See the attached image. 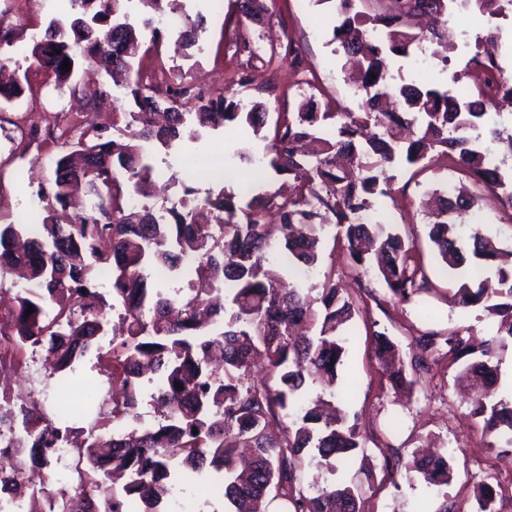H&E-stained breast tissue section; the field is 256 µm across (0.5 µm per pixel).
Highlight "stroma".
Masks as SVG:
<instances>
[{
	"label": "stroma",
	"instance_id": "stroma-1",
	"mask_svg": "<svg viewBox=\"0 0 512 512\" xmlns=\"http://www.w3.org/2000/svg\"><path fill=\"white\" fill-rule=\"evenodd\" d=\"M224 13L211 11L208 0H179L181 13L206 18L198 47L182 48L173 28L163 30L158 48L143 58L147 69L158 65L178 66L177 84L187 87L189 95L180 97L178 106L189 111L195 93L224 94L229 99L264 98L270 112L295 111L300 98L286 79L293 72L291 55H282L278 64L263 70L262 61L271 40L287 33L300 53L302 67L312 83L309 96L316 101L331 100L341 110L359 109V95L350 93L343 70L344 60L332 43L336 19L334 0H271L272 27L264 30L239 21L235 0H223ZM20 37L28 45L37 23L63 17L70 11L67 0H0ZM450 25L469 36L467 46L452 53L449 64H442L432 53L414 52L403 62L408 79L432 87L447 88L452 74L462 73L476 46L489 31L499 34L500 61L512 73V12L492 17L478 10H462L448 17ZM76 106L59 97L53 81L43 68L31 65L23 96L14 105L0 107V224H28L41 221L45 205L37 196L35 182L49 183L53 170L46 161L62 154V147L51 138L30 139L25 130L37 127L50 130L70 126ZM263 141L251 132L228 127L208 133L196 144H187L176 156L156 155L154 165L166 188L154 199V206L171 205L185 195L205 196L215 188L217 178L204 174L202 162L213 151L232 154L247 147L263 150ZM393 193L379 197L378 218L415 242L423 253V271L428 280L426 292L412 302L397 301L374 276L358 277L342 252L325 242L321 268L332 271L336 282L363 310L353 329L355 337L348 347L341 371L339 404L357 424L366 447V458H354L351 473L360 472L364 460L375 464L371 481L362 485L363 512H437L442 501H449L455 512H476L473 487L481 477L493 475L499 483L498 512H512V452L489 448L488 438L470 416L465 397L454 385L457 366L440 360L430 371L421 373L413 395L394 391L371 350L374 327L384 328L404 353H411V342L426 329L423 311L435 315V328L442 333H457L479 341L495 331L492 319L482 312L462 311L455 296L456 284L467 281L462 271L444 273L429 241L428 218L420 201L434 190L446 189L453 178L446 161L433 160L420 175H413L406 163L393 171ZM477 214L484 230L496 237L504 251L512 252V211L503 210L494 195L479 201ZM445 443L454 470L446 492H438L423 481L393 482L382 467L387 449H398L403 457L426 445L427 441Z\"/></svg>",
	"mask_w": 512,
	"mask_h": 512
}]
</instances>
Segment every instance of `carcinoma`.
<instances>
[{
    "mask_svg": "<svg viewBox=\"0 0 512 512\" xmlns=\"http://www.w3.org/2000/svg\"><path fill=\"white\" fill-rule=\"evenodd\" d=\"M497 15L502 0H396L393 13L363 11L339 0L332 42L342 57L354 58L352 77L362 103L358 112L319 108L303 99L296 112H279L274 136L258 162L294 182L293 193H255L249 186L220 187L205 197L154 210L135 206L146 194L157 152L170 154L184 141L224 127L250 130L256 137L269 120L264 101L196 96V112H168L159 125L152 115L170 99L159 94L153 74L135 67L140 29L151 40L162 37L153 18L132 22V0H69L68 20L54 17L44 35L20 49L0 12V103L20 98L28 82L23 62L51 72L59 87L78 92L74 72L81 62L123 75L119 111L112 130L81 120L55 140H70L69 153L54 161V179L41 193L47 216L39 224L0 225V270L22 269L26 283L0 322V346L22 352L44 348L52 362L56 390L86 393L78 415L95 441L75 448L71 465L77 488L64 500L41 488L32 492V512H168L180 485L218 482L230 512H362L361 487L353 481L310 484L303 479L306 459H319L334 472L363 447L356 424L343 413L327 414L336 396L338 372L360 308L327 277L310 283L321 261L325 235L333 226L358 269L372 271L395 299L411 302L427 291L416 247L377 218L374 201L389 185L391 170L404 158L425 165L434 156L494 194L512 208V129L492 128L482 139L479 121L499 98H512V80L499 63L498 39L488 34L481 55L486 64L469 79L475 96L452 88L417 85L388 56L408 58L426 43L444 44L452 7ZM241 17H267L266 0H236ZM201 15L189 19L179 42L196 46ZM70 69H61L64 61ZM86 181L105 196L106 207L90 213L72 210L71 189ZM428 238L445 269L471 262L474 283L456 291L464 309H480L497 329L475 349L463 337H443L434 329L413 340L406 369L399 345L386 331L372 332L373 352L393 387L412 389L416 374L430 363L460 364L470 382L469 415L494 439L489 447H512V398L498 396V356L512 347V269L497 264V240L471 223L470 197L459 189L430 197ZM274 213L283 238L272 241L266 214ZM196 257L190 270L185 259ZM108 276V292L101 279ZM168 276L206 281L189 295H169L160 286ZM112 295L107 302L105 294ZM32 313H27L28 308ZM120 311L124 330L98 362L111 394L98 399L95 380L75 383L83 359L100 350L110 335L109 314ZM265 375L252 376L256 358ZM162 379L151 394L160 420L139 435L113 426L138 419V383L145 371ZM181 384L183 389L176 388ZM57 413L33 420L21 407L9 412V430L27 456L0 455V496L18 497L21 466L51 464L50 448L85 428ZM393 477L417 479L442 489L453 478L447 453L433 457L383 456ZM477 512H497L496 485L486 478L474 486Z\"/></svg>",
    "mask_w": 512,
    "mask_h": 512,
    "instance_id": "cac0c4a2",
    "label": "carcinoma"
}]
</instances>
